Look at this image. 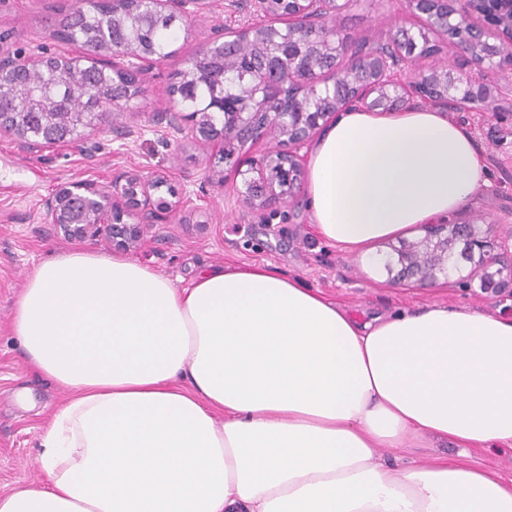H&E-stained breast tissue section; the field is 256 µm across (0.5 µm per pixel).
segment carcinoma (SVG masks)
<instances>
[{
  "label": "carcinoma",
  "instance_id": "obj_1",
  "mask_svg": "<svg viewBox=\"0 0 512 512\" xmlns=\"http://www.w3.org/2000/svg\"><path fill=\"white\" fill-rule=\"evenodd\" d=\"M130 12L120 18L90 3L62 14L58 31L66 41L85 49L122 45L143 57L162 61L173 55L181 18L168 14L158 18L147 5L131 0ZM301 45H290L281 31H266L245 42L229 41L224 52L203 49L193 58L181 80L173 86L180 109L190 116L204 118L208 104L222 93L242 101L258 91L253 78L252 60L273 50L297 55ZM125 89L112 83L95 63L86 66L77 58L55 57L37 69L21 70L0 92V112L24 115L27 126L38 130L54 126L65 129L78 123L89 124L98 112H110L113 101H122Z\"/></svg>",
  "mask_w": 512,
  "mask_h": 512
}]
</instances>
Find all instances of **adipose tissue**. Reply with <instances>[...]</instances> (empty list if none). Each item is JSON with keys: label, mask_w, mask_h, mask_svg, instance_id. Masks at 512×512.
Returning a JSON list of instances; mask_svg holds the SVG:
<instances>
[{"label": "adipose tissue", "mask_w": 512, "mask_h": 512, "mask_svg": "<svg viewBox=\"0 0 512 512\" xmlns=\"http://www.w3.org/2000/svg\"><path fill=\"white\" fill-rule=\"evenodd\" d=\"M488 183L472 134L427 108L352 107L311 149L328 243H373L457 212ZM11 329L68 394L40 435L45 479L0 512H512V485L384 448L512 447V317L433 304L357 318L263 265L190 286L81 248L39 264Z\"/></svg>", "instance_id": "obj_1"}]
</instances>
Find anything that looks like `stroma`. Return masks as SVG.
I'll list each match as a JSON object with an SVG mask.
<instances>
[{
    "label": "stroma",
    "mask_w": 512,
    "mask_h": 512,
    "mask_svg": "<svg viewBox=\"0 0 512 512\" xmlns=\"http://www.w3.org/2000/svg\"><path fill=\"white\" fill-rule=\"evenodd\" d=\"M74 0H0V52L30 59L80 56L79 45L52 38L61 12ZM174 54L148 66L143 93L113 112L95 131L67 144L23 148L14 135L0 132V492L44 474L38 461L41 432L50 413L63 404V390L30 368L9 324L12 305L27 276L40 263L72 249L46 215L44 201L70 182L109 183L129 171L151 178L162 174L180 193L164 223L153 225L136 259L180 287L212 266L263 264L356 314L415 310L433 303L464 305L512 316V293L492 294L479 281H456L426 288L394 285L373 273L354 254L321 238L311 220L306 191L288 202L248 211L238 201L243 184L236 164L220 146L199 138L172 137L157 115L172 102L171 86L190 59L228 28L262 22L249 0H185ZM400 0H355L338 15L342 36L377 39L401 26ZM454 119L472 132L489 168V184L465 203V210L493 220L492 241L512 237V133L494 136L481 108L457 111ZM460 458L503 481L512 482L511 448H473L458 456L447 445L381 451V462L397 473L410 463Z\"/></svg>",
    "instance_id": "1"
}]
</instances>
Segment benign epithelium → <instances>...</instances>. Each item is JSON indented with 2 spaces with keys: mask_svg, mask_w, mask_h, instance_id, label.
Segmentation results:
<instances>
[{
  "mask_svg": "<svg viewBox=\"0 0 512 512\" xmlns=\"http://www.w3.org/2000/svg\"><path fill=\"white\" fill-rule=\"evenodd\" d=\"M270 2L256 0L258 10L269 18L268 26L281 25L290 38L310 34L311 54L328 49L336 63L317 69L310 57L296 55L282 67H264L256 72L257 80L267 87L264 97L251 100L248 107L233 113L231 122L219 128H202L200 122H194L193 130H202L206 139L222 145L241 148L276 136L288 143V151L279 155V160L288 165V184L282 188L265 181L264 172L274 163L272 154L251 158L249 166L255 176L244 180L243 188L237 189L239 201L249 209L284 203L294 196L305 173L301 149L333 115L350 106L396 112L425 103L446 112L462 103L512 98V2L507 10L489 16L483 7L488 0H405L407 12L450 39L457 48L455 66L426 71L416 68V63L431 57L426 52L429 42L418 45L404 26L374 46L357 45L361 67H350L344 53L347 41L335 29L322 34L319 25L322 15L339 13L350 0H289L286 10L269 9ZM129 56V52L112 49V75L113 79L124 81L127 97L134 98L142 92L143 68L122 63ZM30 64L29 59L0 54V78ZM336 85L346 87L349 95L336 99L324 112H295L286 106L288 98L313 96L323 87ZM7 116V112L0 113V131L11 133L29 148L37 147L25 128L16 121L5 120ZM164 118L175 133H185L183 121L187 116L176 106L167 108ZM162 187L169 195H176L174 187L162 176L145 179L125 171L113 176L106 186L91 181L64 185L45 201V208L64 238L84 240L104 231L112 249L125 252L136 248L147 230L162 222L172 209L169 201L152 199V192ZM74 199L87 205L88 220L70 221L68 202ZM130 218L135 222H128ZM485 223L483 217L466 218L456 224H433L420 239H402L390 245L384 263L388 276L394 282L423 285L452 271L459 274L457 281L461 283L478 277L487 291L512 293V262H504L481 243L478 225Z\"/></svg>",
  "mask_w": 512,
  "mask_h": 512,
  "instance_id": "7a95c632",
  "label": "benign epithelium"
}]
</instances>
